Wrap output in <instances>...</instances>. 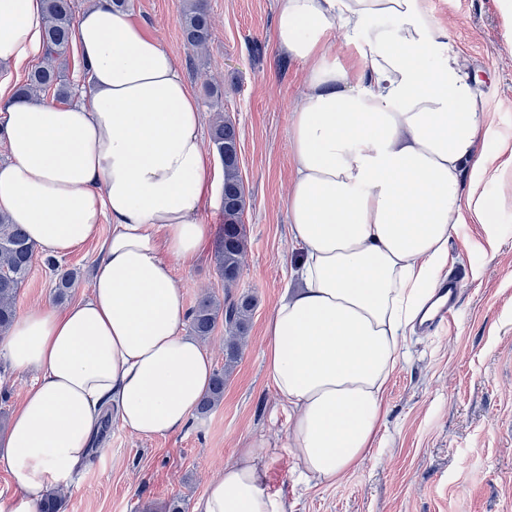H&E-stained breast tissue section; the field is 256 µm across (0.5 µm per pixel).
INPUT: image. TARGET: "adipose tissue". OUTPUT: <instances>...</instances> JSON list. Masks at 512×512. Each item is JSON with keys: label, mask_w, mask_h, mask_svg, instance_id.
I'll list each match as a JSON object with an SVG mask.
<instances>
[{"label": "adipose tissue", "mask_w": 512, "mask_h": 512, "mask_svg": "<svg viewBox=\"0 0 512 512\" xmlns=\"http://www.w3.org/2000/svg\"><path fill=\"white\" fill-rule=\"evenodd\" d=\"M43 0H0V97L11 72L44 53ZM347 51L337 56L334 36ZM281 52L305 70L291 114L290 238L300 288L266 325L271 385L288 409L283 446L305 476L360 465L384 422L403 344L448 262L459 225L495 221L481 182L512 176L478 157L489 114L448 30L421 0H283ZM73 41L91 68L70 106L0 108L8 158L0 210L59 256L112 232L87 296L35 305L0 354L37 381L0 438L17 486L6 512H40L95 448L102 410L144 437L181 429L213 375L186 333L172 260L210 235L200 214L220 194L203 114L174 56L111 0H90ZM270 445L247 442L212 480L202 512H285L266 490Z\"/></svg>", "instance_id": "obj_1"}]
</instances>
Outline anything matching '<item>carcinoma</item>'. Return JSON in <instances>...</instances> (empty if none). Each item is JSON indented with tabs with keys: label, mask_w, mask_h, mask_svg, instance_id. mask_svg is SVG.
<instances>
[{
	"label": "carcinoma",
	"mask_w": 512,
	"mask_h": 512,
	"mask_svg": "<svg viewBox=\"0 0 512 512\" xmlns=\"http://www.w3.org/2000/svg\"><path fill=\"white\" fill-rule=\"evenodd\" d=\"M48 24L45 30L46 50L41 63L29 74L26 83L16 89L20 97H40L50 91L64 102L69 96L65 80L68 53L72 44L73 0H43ZM184 40L194 48H203L211 38V19L204 0H191L182 15ZM213 143L224 163V230L217 248L219 268L224 276V287L238 286L246 235L241 217L245 208L243 181L239 171V143L235 125L224 119L213 129ZM35 248L22 227L10 223L0 213V336L13 325L20 289L27 280ZM47 265L57 272L56 297L64 299L76 280V272L63 269L52 258ZM254 298L237 297L227 293L224 302L211 295L199 298L188 313L191 330L207 338L219 323H224V369L216 372L207 393L197 407L200 415L208 414L224 398V384L232 368L240 360L244 340L249 330Z\"/></svg>",
	"instance_id": "carcinoma-1"
}]
</instances>
